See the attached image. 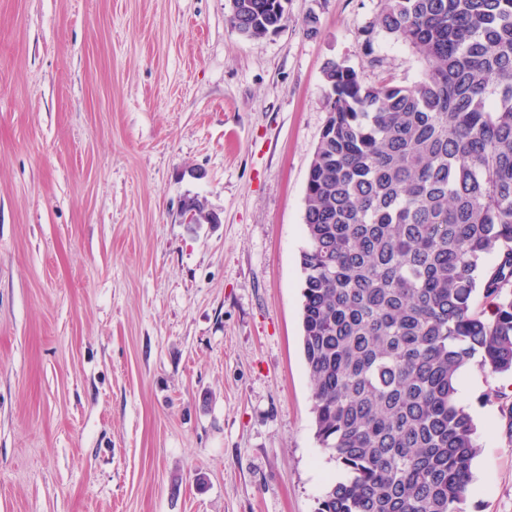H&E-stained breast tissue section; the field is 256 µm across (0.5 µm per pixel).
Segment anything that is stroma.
<instances>
[{"mask_svg":"<svg viewBox=\"0 0 512 512\" xmlns=\"http://www.w3.org/2000/svg\"><path fill=\"white\" fill-rule=\"evenodd\" d=\"M384 0H0V512H315L305 185L326 62L416 82ZM371 47H364V39ZM202 201L215 224L184 223ZM465 512H512V374L471 368ZM228 22L243 38H260L280 29L288 0H229Z\"/></svg>","mask_w":512,"mask_h":512,"instance_id":"obj_1","label":"stroma"}]
</instances>
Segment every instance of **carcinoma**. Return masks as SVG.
Segmentation results:
<instances>
[{"label":"carcinoma","instance_id":"obj_1","mask_svg":"<svg viewBox=\"0 0 512 512\" xmlns=\"http://www.w3.org/2000/svg\"><path fill=\"white\" fill-rule=\"evenodd\" d=\"M229 2L253 39L288 0ZM377 25L423 74L324 70L301 324L315 436L344 477L315 512H464L480 446L459 377L512 372V0H385Z\"/></svg>","mask_w":512,"mask_h":512}]
</instances>
